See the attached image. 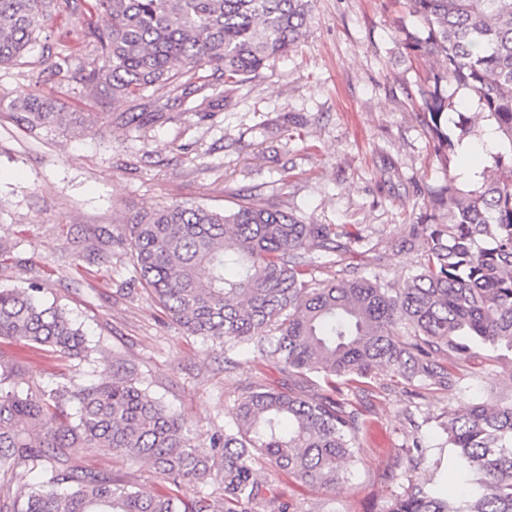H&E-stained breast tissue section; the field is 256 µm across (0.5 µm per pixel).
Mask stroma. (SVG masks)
I'll return each mask as SVG.
<instances>
[{
	"label": "stroma",
	"instance_id": "35a3bbf8",
	"mask_svg": "<svg viewBox=\"0 0 512 512\" xmlns=\"http://www.w3.org/2000/svg\"><path fill=\"white\" fill-rule=\"evenodd\" d=\"M312 14L287 56L241 85L218 87L219 106L173 99L169 119L140 127L121 124L128 103L87 98L81 85L47 72L59 52L83 62L82 13L53 16L24 58L0 68V288L38 281L42 302L69 311L92 349L85 360L2 337L1 362L20 364L44 390L108 382L123 365L183 416L200 446L230 423L251 383L323 391L322 380L254 362L247 348L227 354L187 335L148 298L120 241L135 214L179 202L221 210L249 193L309 224L361 227L363 249L381 256L379 272L393 286L418 266L419 247L400 240L445 175L412 106L423 71L399 41L408 15L393 0H313ZM28 94L68 112L102 113L99 135L26 130L12 104ZM375 383L380 395L352 401L363 414L360 448L334 492L300 487L263 465L296 512H383L408 485L390 476L395 449L417 437L431 459L449 461L437 420L468 400L511 395L512 370L486 361L454 387L417 397L396 386L389 368H378ZM69 464L121 475L147 497H193L149 463L94 448L72 449Z\"/></svg>",
	"mask_w": 512,
	"mask_h": 512
}]
</instances>
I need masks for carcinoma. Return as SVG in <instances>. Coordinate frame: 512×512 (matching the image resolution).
I'll return each mask as SVG.
<instances>
[{
  "label": "carcinoma",
  "instance_id": "carcinoma-1",
  "mask_svg": "<svg viewBox=\"0 0 512 512\" xmlns=\"http://www.w3.org/2000/svg\"><path fill=\"white\" fill-rule=\"evenodd\" d=\"M404 4V48L426 67L416 116L448 174L429 191L428 213L406 225L403 242L422 240L424 254L404 287L365 275L367 252L353 249L361 229L307 224L274 203L244 199L222 211L172 203L135 215L124 230L143 288L187 334L226 353L249 345L290 374L321 378L331 394L255 386L237 400L232 427L204 448L129 375L45 396L24 370L0 362V467L61 463L0 512H212L199 487L213 475L224 485V512H289L257 465L335 489L356 459L362 425L344 391L362 390L375 369H392L416 396L459 381L480 350L512 354V0ZM78 9V0H0V65L26 55L52 14ZM87 11L102 19L87 22L88 61L74 67L59 53L50 70L91 97L133 102L120 118L137 126L145 92L206 99L288 54L311 23L309 0H90ZM452 85L474 92V107L455 101ZM14 108L31 129L76 120L36 94ZM471 138L481 140L485 164L466 179L461 146ZM334 256L349 261L348 274L317 276L318 260ZM229 263L239 267L232 279ZM41 290L37 282L0 289V336L67 357L88 352L80 325L43 304ZM439 427L460 491L448 494L428 474L426 447L415 440L395 449L408 487L384 512H512V396L467 402ZM73 448L147 459L196 496L144 498L120 475L62 466Z\"/></svg>",
  "mask_w": 512,
  "mask_h": 512
}]
</instances>
